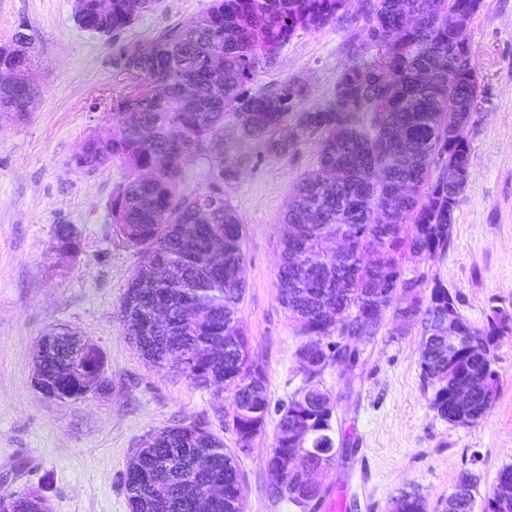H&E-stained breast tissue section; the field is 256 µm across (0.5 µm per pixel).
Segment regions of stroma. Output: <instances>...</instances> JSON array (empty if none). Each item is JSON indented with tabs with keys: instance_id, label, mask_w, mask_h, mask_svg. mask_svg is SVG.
Here are the masks:
<instances>
[{
	"instance_id": "1",
	"label": "stroma",
	"mask_w": 512,
	"mask_h": 512,
	"mask_svg": "<svg viewBox=\"0 0 512 512\" xmlns=\"http://www.w3.org/2000/svg\"><path fill=\"white\" fill-rule=\"evenodd\" d=\"M210 0H153L117 39L85 31L74 0H0V46L17 32L36 49L39 97L20 121L0 116V497L43 495L49 512H130L127 462L140 442L164 427L196 422L237 445L225 416L227 392L193 386L151 366L125 337L121 301L137 265L112 224L110 203L126 170L112 162L86 173L70 164L84 139L135 79L117 67V46L149 42L158 32L203 12ZM466 37L480 93L468 127L471 176L455 209L451 243L433 261L409 259V274L442 281L459 296L460 313L483 326L491 307H512V0H483ZM364 19L297 31L277 63L260 67L256 92L301 83L302 111L329 103L348 64L369 62ZM319 136L302 137L288 156L240 139L224 124V161L198 158L184 167L188 189L208 187L220 169L225 199L245 228L246 292L239 316L254 361L263 365L272 406L304 386L295 356L303 337L277 300L276 273L292 191L317 162ZM69 225L80 250H56ZM71 329L103 357L105 393L59 401L33 381V353L45 334ZM423 323L395 330L385 320L378 340L354 370L330 366L320 384L337 404V425L352 446L324 476L329 494L317 512H391L400 491L417 489L428 512L465 475L477 480L476 502L512 464V336L497 346L501 388L478 425L453 426L430 409L421 378ZM276 416L238 456L244 512H300L271 492L267 462Z\"/></svg>"
}]
</instances>
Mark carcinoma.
<instances>
[{"label":"carcinoma","mask_w":512,"mask_h":512,"mask_svg":"<svg viewBox=\"0 0 512 512\" xmlns=\"http://www.w3.org/2000/svg\"><path fill=\"white\" fill-rule=\"evenodd\" d=\"M482 0H361L370 44L381 46L380 66H346L327 105L299 112L295 133L281 135L300 85L284 84L251 93L247 85L261 66L277 62L299 30H318L347 19L349 0H212L200 15L161 31L146 58L116 50L121 69L136 67L157 92L131 115L114 112L84 140L71 159L79 170L93 171L118 159L129 172L112 195V224L138 255L124 293L121 322L125 335L144 357L162 359L182 349L184 360L166 367L201 389L231 394L226 417L240 433L238 449L200 423L165 427L130 457L124 485L131 512H236L235 492L242 485L237 451H245L278 415L268 460L275 497L312 512L324 487L305 483L298 471L278 474L279 451L295 448L309 431L308 448H331L337 455L335 420L328 419L327 393L315 379L330 365L350 368L375 343L386 315L396 322L409 313L425 328L421 339L424 388L436 416L455 426H474L494 407L500 379L494 351L512 334V309L494 307L481 327L462 322L455 356H448L443 321L458 309L457 296L440 281L427 285L410 277L405 261L434 260L448 250L454 212L466 184L450 183L445 172L470 164L468 140L457 135L459 120L473 113L479 85L468 74L448 86V15L471 19ZM150 0H87L81 28L100 35L128 28ZM28 114L34 101L22 87H0V105ZM372 113L371 131L357 125V114ZM235 121L245 141L265 146L272 157L288 155L300 137L320 133L317 165L297 184L284 222L296 226L283 240L277 271V299L299 324L306 340L296 357L317 358L306 371V385L271 408L263 368L249 356V339L239 317L245 295L242 270L247 261L244 225L224 192L213 184L186 191L183 166L149 182L141 173L170 150L172 131L197 155L214 156L224 139V122ZM442 172L432 176V166ZM406 184L407 194L396 193ZM351 239L343 252L330 243ZM223 242L222 264L212 262L215 240ZM169 269L165 279L154 268ZM173 310L155 326L154 305ZM369 310L374 320L350 328L354 312ZM56 335L39 340L49 387L61 399L84 397L86 377L102 360L94 344L80 352L79 368L68 362L69 345ZM467 393L460 403L459 390ZM512 464L503 466L481 505L482 512H512ZM474 479L462 477L444 500L443 512H474ZM44 500L13 498L3 512H41ZM425 498L402 491L392 512H426Z\"/></svg>","instance_id":"cac0c4a2"}]
</instances>
